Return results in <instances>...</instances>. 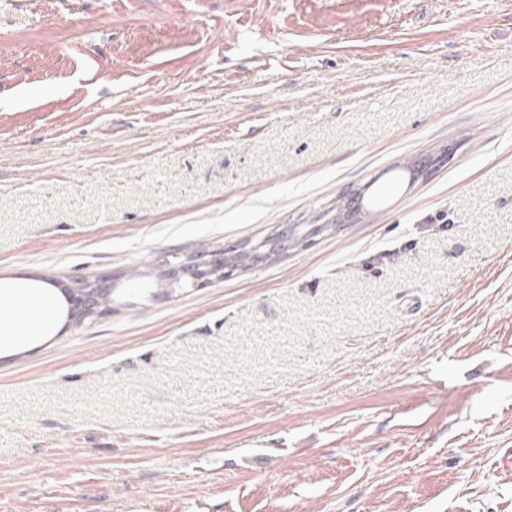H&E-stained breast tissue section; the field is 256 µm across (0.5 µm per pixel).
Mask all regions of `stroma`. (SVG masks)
I'll return each instance as SVG.
<instances>
[{
    "instance_id": "obj_1",
    "label": "stroma",
    "mask_w": 512,
    "mask_h": 512,
    "mask_svg": "<svg viewBox=\"0 0 512 512\" xmlns=\"http://www.w3.org/2000/svg\"><path fill=\"white\" fill-rule=\"evenodd\" d=\"M370 184L305 248L159 277ZM107 276L0 347V512H512V0H0V287ZM332 277L386 320L208 402L159 381ZM187 265L188 266L184 268L169 270L165 276L173 284H191L194 288L200 287L210 281L197 275V268L193 263V260H188ZM72 293L69 298L71 302L70 319L81 322L84 318L101 314L108 310L109 305L102 306L98 300L101 296L110 299L112 288L108 279H98L77 283L70 289ZM80 322V323H81Z\"/></svg>"
}]
</instances>
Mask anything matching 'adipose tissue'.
I'll return each instance as SVG.
<instances>
[{"instance_id": "adipose-tissue-1", "label": "adipose tissue", "mask_w": 512, "mask_h": 512, "mask_svg": "<svg viewBox=\"0 0 512 512\" xmlns=\"http://www.w3.org/2000/svg\"><path fill=\"white\" fill-rule=\"evenodd\" d=\"M54 318L45 292L31 288L0 290V342L35 336Z\"/></svg>"}]
</instances>
